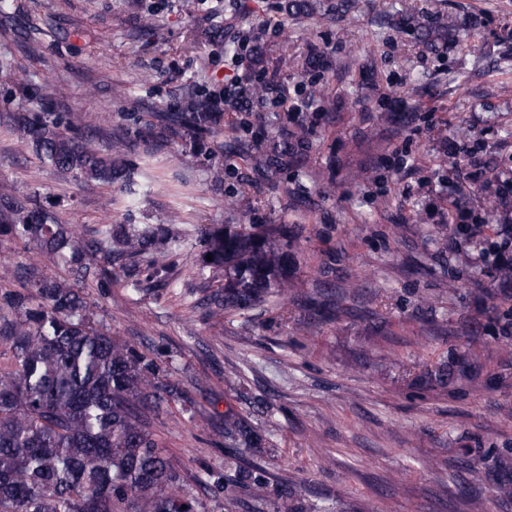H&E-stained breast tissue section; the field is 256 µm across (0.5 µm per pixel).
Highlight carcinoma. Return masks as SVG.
Returning <instances> with one entry per match:
<instances>
[{
	"label": "carcinoma",
	"instance_id": "carcinoma-1",
	"mask_svg": "<svg viewBox=\"0 0 512 512\" xmlns=\"http://www.w3.org/2000/svg\"><path fill=\"white\" fill-rule=\"evenodd\" d=\"M351 0L322 8L311 0H286L281 9L295 23L313 18L345 21ZM457 36L446 13L418 27L420 42L433 49ZM303 70L332 66L319 48L307 47ZM272 86L248 78L231 97L196 82L181 88L173 112H154L135 136L151 146L180 140L187 163L223 137L209 154L230 145L246 154L251 168L267 176L305 160L312 130L307 116L276 112L252 117L248 102L266 100ZM309 105L328 115L335 111L325 87L311 84ZM6 112L0 126L17 135L40 163L59 175L74 174L101 185L126 184L135 174L129 161L133 145L126 129L115 130L100 144L101 126L92 117L50 112ZM243 114L239 125H224V111ZM278 128V134L252 143L240 141L252 121ZM505 170L485 167L472 193L495 204ZM180 224H122L106 221L98 237L80 244L74 228L63 222L52 203L37 190L18 195L0 184V236L22 241L70 268L71 278L31 270L22 282L5 287L10 269L0 276V344L11 357L0 362V512H199L197 487L213 498L226 486L267 493L264 476L242 468L241 458L224 455V471L176 467L152 431V419L169 403L183 402L190 422H202L224 438V448H257L261 437L248 419L233 411L204 413L172 380L173 356L152 346L138 348L93 324L94 311L85 289L104 291L119 268L134 294L155 292L181 280L177 259ZM296 234L286 224H210L198 237L200 255L189 287L203 296L211 318L233 316L270 299L304 298L324 317L320 305L295 276L301 256ZM212 255L213 260L206 259Z\"/></svg>",
	"mask_w": 512,
	"mask_h": 512
}]
</instances>
